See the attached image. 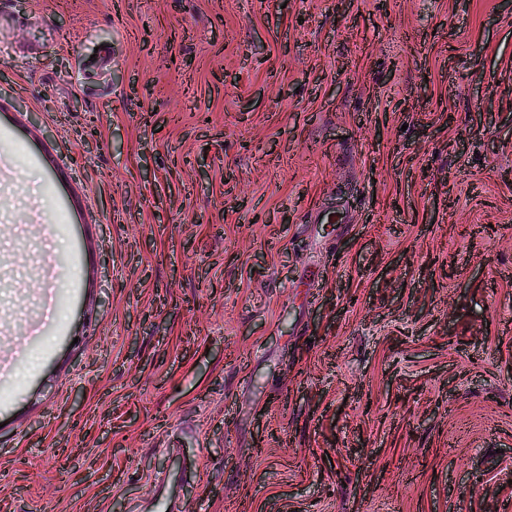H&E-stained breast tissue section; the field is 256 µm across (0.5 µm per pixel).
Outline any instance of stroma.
Returning a JSON list of instances; mask_svg holds the SVG:
<instances>
[{"instance_id": "stroma-1", "label": "stroma", "mask_w": 512, "mask_h": 512, "mask_svg": "<svg viewBox=\"0 0 512 512\" xmlns=\"http://www.w3.org/2000/svg\"><path fill=\"white\" fill-rule=\"evenodd\" d=\"M0 8V512H512V0ZM152 497L150 502L144 506L150 508L153 512H173L177 510L181 503L179 495H176L171 488V483L168 479L160 480L153 478ZM149 505H151L149 507Z\"/></svg>"}]
</instances>
